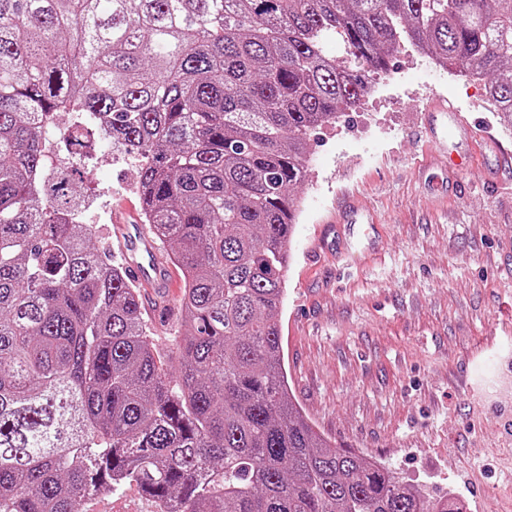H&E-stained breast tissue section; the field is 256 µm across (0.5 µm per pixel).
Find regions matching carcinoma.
<instances>
[{"label":"carcinoma","instance_id":"1","mask_svg":"<svg viewBox=\"0 0 512 512\" xmlns=\"http://www.w3.org/2000/svg\"><path fill=\"white\" fill-rule=\"evenodd\" d=\"M336 41L342 52L324 53ZM484 82L512 127V0H0V512H456L338 449L293 402L276 314L311 131L405 46ZM69 164L143 158L144 223L181 272L159 348ZM84 512H155V505L141 495L135 486H127L112 496H99L87 501Z\"/></svg>","mask_w":512,"mask_h":512}]
</instances>
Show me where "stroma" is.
Returning <instances> with one entry per match:
<instances>
[{"mask_svg":"<svg viewBox=\"0 0 512 512\" xmlns=\"http://www.w3.org/2000/svg\"><path fill=\"white\" fill-rule=\"evenodd\" d=\"M447 96L512 151L485 103L484 84L448 75L405 48L362 104L310 136V173L299 188L288 288L277 315L291 397L336 448L379 460L424 494H449L463 512H512V412L462 379L502 370L476 359L488 332L512 324V164L466 150L425 152L423 115ZM137 162L98 155L84 186L113 262L123 257L114 213L140 210ZM359 195L377 221L337 229L336 212ZM137 487L87 501L85 512H154Z\"/></svg>","mask_w":512,"mask_h":512,"instance_id":"35a3bbf8","label":"stroma"}]
</instances>
